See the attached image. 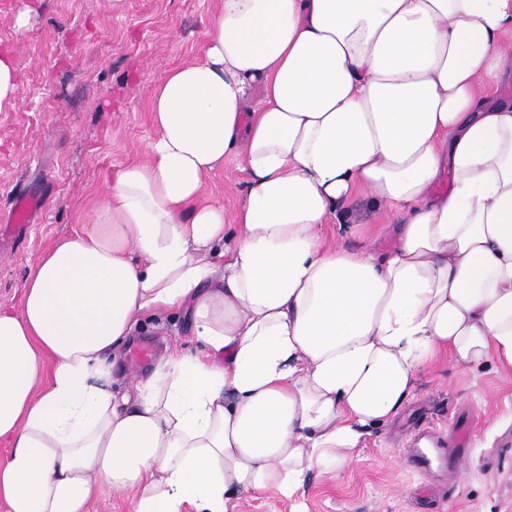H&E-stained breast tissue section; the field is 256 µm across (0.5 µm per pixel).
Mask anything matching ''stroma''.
Wrapping results in <instances>:
<instances>
[{
	"instance_id": "obj_1",
	"label": "stroma",
	"mask_w": 512,
	"mask_h": 512,
	"mask_svg": "<svg viewBox=\"0 0 512 512\" xmlns=\"http://www.w3.org/2000/svg\"><path fill=\"white\" fill-rule=\"evenodd\" d=\"M217 0H0V50L14 58L13 103L0 107V306L19 307L24 278L36 257L73 234L109 176L141 160L155 137L150 102L157 81L196 58ZM29 23L16 29L20 11ZM247 175L235 161L206 179L205 195L226 210L239 203ZM40 206L25 233L10 230L18 200ZM328 238L354 251L384 252L394 239L383 215ZM125 353L157 361L164 348L194 355L200 346L180 318L147 320ZM426 411L432 427L449 432L458 414L470 418L468 453L453 488L438 495L406 462V421ZM233 512H512V369L488 361L472 370L441 359L418 374L415 397L394 418L371 429L357 458L335 480L311 473L295 501L241 493Z\"/></svg>"
}]
</instances>
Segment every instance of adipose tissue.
<instances>
[{"label":"adipose tissue","mask_w":512,"mask_h":512,"mask_svg":"<svg viewBox=\"0 0 512 512\" xmlns=\"http://www.w3.org/2000/svg\"><path fill=\"white\" fill-rule=\"evenodd\" d=\"M510 86L512 0H220L153 88L143 160L0 309L6 512L290 499L440 357L512 368ZM228 159L247 174L230 212L200 200ZM358 201L393 248L325 241ZM170 311L204 355L117 369Z\"/></svg>","instance_id":"ef3b65f1"}]
</instances>
